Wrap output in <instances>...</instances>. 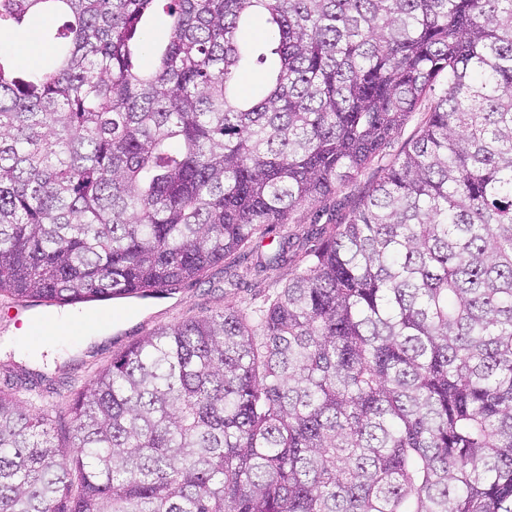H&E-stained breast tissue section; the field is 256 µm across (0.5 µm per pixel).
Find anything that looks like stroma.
<instances>
[{"instance_id":"35a3bbf8","label":"stroma","mask_w":512,"mask_h":512,"mask_svg":"<svg viewBox=\"0 0 512 512\" xmlns=\"http://www.w3.org/2000/svg\"><path fill=\"white\" fill-rule=\"evenodd\" d=\"M424 110H417L407 119L400 133L389 139L375 157L354 178L337 187L319 205L305 206L294 211L289 226H270L264 242L252 243L209 269L198 279L176 285L163 299L145 308L126 311L119 316L91 313L92 321L107 326L108 331L86 345H79L81 330L70 329L68 335L52 343H44L42 328L37 321L38 310L17 307L0 301V389L14 388L16 381L34 385L56 413L54 440L64 444L69 440L70 400L92 372L136 342L145 331L205 315L236 304L253 307L263 302L272 279L287 283L291 265L278 272L263 270L269 253V240L282 232H290L315 244L319 228L328 224L327 216L336 211L352 209L378 182L386 166L402 151L424 122ZM30 326L32 347L18 348L13 338L18 329Z\"/></svg>"}]
</instances>
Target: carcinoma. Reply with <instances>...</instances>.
Segmentation results:
<instances>
[{
    "mask_svg": "<svg viewBox=\"0 0 512 512\" xmlns=\"http://www.w3.org/2000/svg\"><path fill=\"white\" fill-rule=\"evenodd\" d=\"M50 13L52 65L0 51V300L198 278L433 104L262 306L97 370L73 450L0 390V512H512V0H0V30Z\"/></svg>",
    "mask_w": 512,
    "mask_h": 512,
    "instance_id": "1",
    "label": "carcinoma"
}]
</instances>
